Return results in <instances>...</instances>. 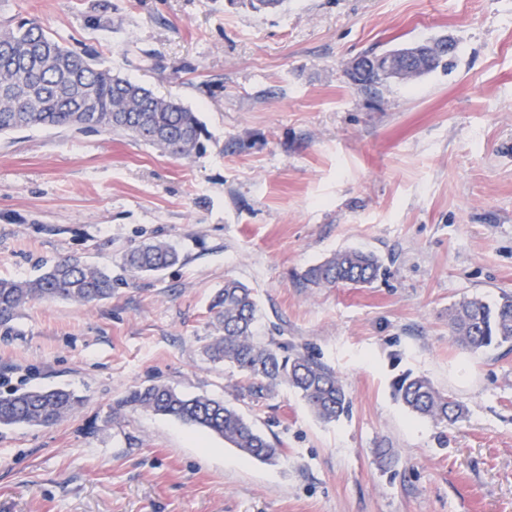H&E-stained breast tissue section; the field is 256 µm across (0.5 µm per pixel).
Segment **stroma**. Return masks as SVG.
Listing matches in <instances>:
<instances>
[{"label":"stroma","mask_w":512,"mask_h":512,"mask_svg":"<svg viewBox=\"0 0 512 512\" xmlns=\"http://www.w3.org/2000/svg\"><path fill=\"white\" fill-rule=\"evenodd\" d=\"M22 19L179 99L204 133L182 158L110 132L0 136V278L70 256L114 280L111 300L37 301L0 329L1 393L82 400L51 427L0 429V512H512V350L448 332L458 303L512 294V0H0V27ZM446 35L450 71L371 92L348 76ZM152 240L179 263L126 268ZM348 249L380 259L378 280H304ZM228 279L253 289L260 339L335 370L348 416L322 422L284 385L240 397L243 377L203 350ZM406 372L464 416L410 414L393 388ZM157 383L232 404L279 462L121 406Z\"/></svg>","instance_id":"35a3bbf8"}]
</instances>
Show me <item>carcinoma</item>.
Returning a JSON list of instances; mask_svg holds the SVG:
<instances>
[{
  "instance_id": "carcinoma-1",
  "label": "carcinoma",
  "mask_w": 512,
  "mask_h": 512,
  "mask_svg": "<svg viewBox=\"0 0 512 512\" xmlns=\"http://www.w3.org/2000/svg\"><path fill=\"white\" fill-rule=\"evenodd\" d=\"M30 127L110 131L180 157L196 150L201 135L196 113L179 100L159 97L70 51L36 21L25 20L0 30V134ZM178 261L177 252L163 241L139 244L123 257L126 267L141 273L159 272ZM381 268L372 253L344 250L309 268L306 277L318 286H358L376 280ZM110 298L111 275L65 257L33 279H0V328H10L20 310L34 301L66 299L94 306ZM209 312L213 336L204 352L213 363L243 374L247 384L240 387L242 395L258 401L271 386L286 384L323 422H336L348 414L351 399L333 369L286 343L257 340V308L247 285L224 281ZM448 325L451 336L465 347L512 350V295L505 294L494 304L478 298L464 301L453 309ZM394 390L408 411L436 423L455 421L465 413L461 402L440 393L422 375H401ZM79 403L80 397L64 389L0 394V426L50 427ZM118 406H135L203 428L262 462L275 463L281 456L280 449L222 400L185 396L165 384H153L131 391Z\"/></svg>"
}]
</instances>
